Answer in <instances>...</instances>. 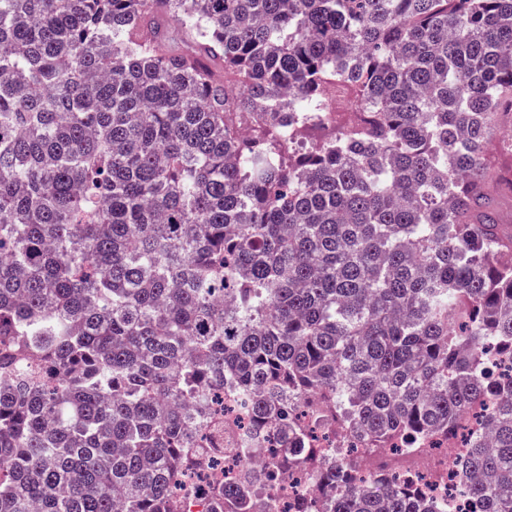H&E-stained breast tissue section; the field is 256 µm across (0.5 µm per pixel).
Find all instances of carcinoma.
<instances>
[{
  "instance_id": "cac0c4a2",
  "label": "carcinoma",
  "mask_w": 512,
  "mask_h": 512,
  "mask_svg": "<svg viewBox=\"0 0 512 512\" xmlns=\"http://www.w3.org/2000/svg\"><path fill=\"white\" fill-rule=\"evenodd\" d=\"M506 120L512 0H0V512H184L226 384L305 512H440L306 398L373 455L483 410L456 488L512 512Z\"/></svg>"
}]
</instances>
